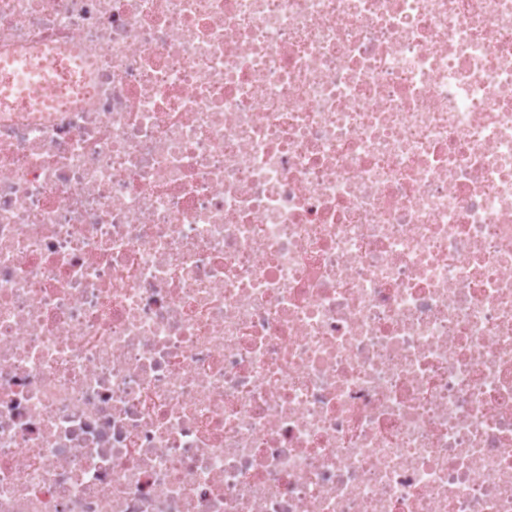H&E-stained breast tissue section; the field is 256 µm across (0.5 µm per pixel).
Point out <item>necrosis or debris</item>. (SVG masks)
Wrapping results in <instances>:
<instances>
[{
  "instance_id": "1",
  "label": "necrosis or debris",
  "mask_w": 512,
  "mask_h": 512,
  "mask_svg": "<svg viewBox=\"0 0 512 512\" xmlns=\"http://www.w3.org/2000/svg\"><path fill=\"white\" fill-rule=\"evenodd\" d=\"M0 512H512V0H0ZM5 75L15 87L20 99L33 105L41 93L42 82L25 78V66L20 62H10L5 66Z\"/></svg>"
}]
</instances>
